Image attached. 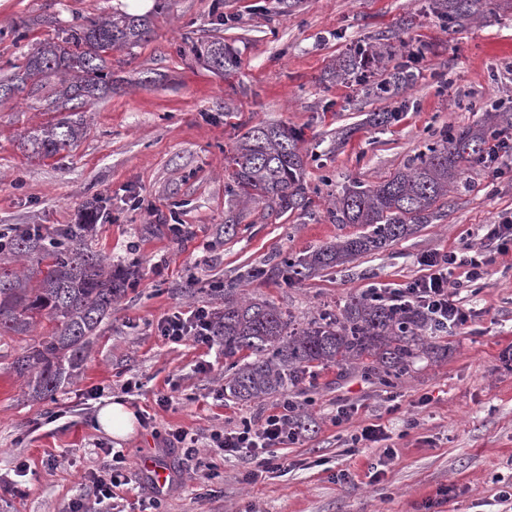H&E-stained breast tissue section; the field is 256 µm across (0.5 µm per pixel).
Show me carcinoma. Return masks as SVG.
I'll return each mask as SVG.
<instances>
[{
  "mask_svg": "<svg viewBox=\"0 0 512 512\" xmlns=\"http://www.w3.org/2000/svg\"><path fill=\"white\" fill-rule=\"evenodd\" d=\"M483 0H428L425 8L450 27L462 28L480 14ZM153 23L146 16L116 14L86 19L61 31L52 41L35 44L26 62L0 83V100L17 93L31 97L50 83L54 92L46 109L59 114L27 132L31 154L53 157L82 136L86 105L112 90L109 53L148 41ZM195 56L219 71L237 64L233 50L219 39L194 47ZM378 52L357 45L350 50L351 73L364 82ZM512 129L508 112L498 105L486 110L474 126L447 131L404 169L374 185H352L336 197L329 210L335 224H360L365 231L273 266L285 281L299 282L316 271L380 251L407 238L418 226L437 217V203L452 189L467 187L466 173L488 147ZM296 134L285 126L258 123L238 139L224 185L227 217L224 236L237 234L234 210L254 204L265 216L282 217L309 204L305 161ZM85 224L52 234L20 233L8 243L6 256H21L29 265L19 271L0 261V336L28 333L41 320L52 324L47 335L12 362L13 371L28 379V395L52 398L76 375L89 353L91 339L112 315V303L132 286L130 273L106 265L84 244ZM214 330L224 343V359L251 351L254 359L235 369L224 390L243 400H260L288 390L315 365L359 364L384 382L403 376L427 351L422 332L429 322L416 308L398 307L370 296L352 297L336 309L300 321L263 300L224 294V309L214 313Z\"/></svg>",
  "mask_w": 512,
  "mask_h": 512,
  "instance_id": "1",
  "label": "carcinoma"
}]
</instances>
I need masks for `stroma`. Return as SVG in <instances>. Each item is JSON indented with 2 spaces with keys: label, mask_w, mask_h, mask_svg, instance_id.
<instances>
[{
  "label": "stroma",
  "mask_w": 512,
  "mask_h": 512,
  "mask_svg": "<svg viewBox=\"0 0 512 512\" xmlns=\"http://www.w3.org/2000/svg\"><path fill=\"white\" fill-rule=\"evenodd\" d=\"M484 4L467 26L450 28L421 0H150V41L112 51L116 88L88 106L84 133L68 151L31 157L23 138L52 113L24 96L0 103V225L60 229L81 223L83 205L97 201L87 246L136 274L79 375L54 398H29L11 369L50 323L0 337V479L27 465L26 496L0 493V512H63L73 498H92L84 473L107 448L126 456L127 501L151 484L144 458L170 469L164 512H503L499 492L512 484V253L497 258L484 286L461 290L477 314L471 331L428 336V350L390 384L358 368L319 366L285 395L240 401L224 393L227 360L190 341L170 343L157 329L177 308L222 309L226 289L307 319L368 289L402 287L423 274L425 253L480 247L483 225L512 213V156L499 159L501 178L470 170L468 188L449 192L436 220L382 252L294 284L243 278L361 233L329 218L342 189L404 169L443 129L476 124L487 105L512 108V0ZM125 10L124 0H0V78L58 29ZM23 19L29 27L15 32ZM215 37L235 50L236 67L217 73L195 57L193 44ZM364 42L380 54L366 82L338 75L348 49ZM403 66L414 74L402 92L409 109L387 126L367 125L369 114L394 110L378 88ZM259 122L300 132L310 205L278 219L241 206L228 238L227 159ZM172 218L192 225L194 238L172 234ZM202 360L213 362L211 374L195 373ZM129 380L139 384L132 395L122 391ZM168 392L174 400L157 405ZM424 394L432 401L421 408ZM111 398L151 417L152 427L125 440L103 432L95 418ZM285 398L309 422L298 443L277 451L291 460L288 473L246 484V460L206 448L201 462L215 472L217 494L198 498L197 463L166 448L165 431L178 425L205 437L225 422L278 411ZM345 403L359 410L334 426ZM371 423L387 426L398 445L388 463L381 445L345 444ZM441 487L451 493L438 505Z\"/></svg>",
  "instance_id": "stroma-1"
}]
</instances>
